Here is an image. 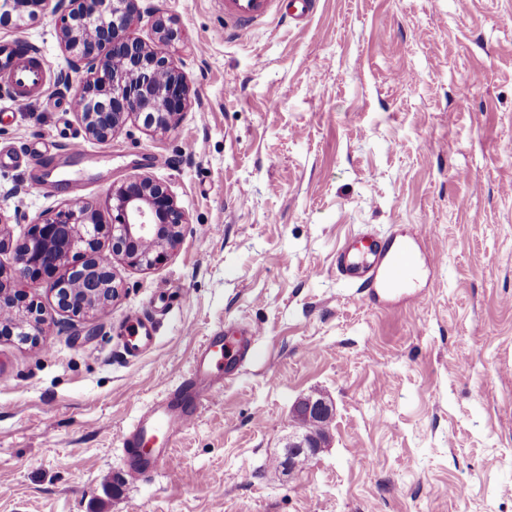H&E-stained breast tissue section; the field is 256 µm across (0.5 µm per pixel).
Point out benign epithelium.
Instances as JSON below:
<instances>
[{
    "mask_svg": "<svg viewBox=\"0 0 512 512\" xmlns=\"http://www.w3.org/2000/svg\"><path fill=\"white\" fill-rule=\"evenodd\" d=\"M9 1L32 16L50 8L59 17L71 73H84L73 99L90 138L110 141L132 119L166 133L185 111L191 88L168 51L177 31L166 25L154 0H4ZM146 17L159 34L153 44L133 33ZM71 73L60 75L67 86ZM108 205V224L98 221L94 203L79 201L29 225L15 247L9 279L0 274V335L40 340L48 317L21 285L59 269L63 273L50 292L60 311L89 318L109 309L118 288L110 263L100 255L101 237L110 238L113 254L128 266L149 269L162 264L184 236L187 221L173 194L147 175L112 187ZM332 414L331 402L321 396L296 403L292 422L297 432L288 437V472H296V457L315 458L328 437V430L305 429L299 420L330 421Z\"/></svg>",
    "mask_w": 512,
    "mask_h": 512,
    "instance_id": "benign-epithelium-1",
    "label": "benign epithelium"
}]
</instances>
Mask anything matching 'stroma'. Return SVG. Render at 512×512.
I'll use <instances>...</instances> for the list:
<instances>
[{
    "label": "stroma",
    "mask_w": 512,
    "mask_h": 512,
    "mask_svg": "<svg viewBox=\"0 0 512 512\" xmlns=\"http://www.w3.org/2000/svg\"><path fill=\"white\" fill-rule=\"evenodd\" d=\"M191 86L175 132L128 123L88 137L58 82L70 54L51 12L13 18L48 91L0 79V228L18 242L63 209L32 149L78 141L110 223L109 191L146 174L188 220L150 269L107 257L119 295L83 319L35 287L40 345L0 336V512H512V0H318L222 37L217 0H164ZM165 163L157 167L153 156ZM416 237L408 287L369 299L336 273L354 232ZM152 317L154 346L120 337ZM259 328L236 379L130 478L125 430L188 373L203 336ZM335 417L311 465L280 474L302 398ZM121 338L126 355L137 357L151 346L154 325L147 317H134L126 324Z\"/></svg>",
    "instance_id": "1"
}]
</instances>
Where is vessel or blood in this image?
Returning <instances> with one entry per match:
<instances>
[{"mask_svg": "<svg viewBox=\"0 0 512 512\" xmlns=\"http://www.w3.org/2000/svg\"><path fill=\"white\" fill-rule=\"evenodd\" d=\"M279 2L224 0V35L242 33L265 21ZM0 73L9 77L15 97H37L44 90V70L36 57L5 50L0 54ZM416 247L413 238H384L364 232L338 248L336 272L343 281L370 293L390 289L411 273ZM258 334L257 327L244 325L233 342L215 333L205 337L193 354L189 375L124 433L123 446L133 475L147 476L166 465L171 453L166 438L190 423L203 404L219 394L223 380L236 376ZM153 340L154 325L149 318L135 317L126 324L122 343L127 356L140 355Z\"/></svg>", "mask_w": 512, "mask_h": 512, "instance_id": "b4317fda", "label": "vessel or blood"}]
</instances>
